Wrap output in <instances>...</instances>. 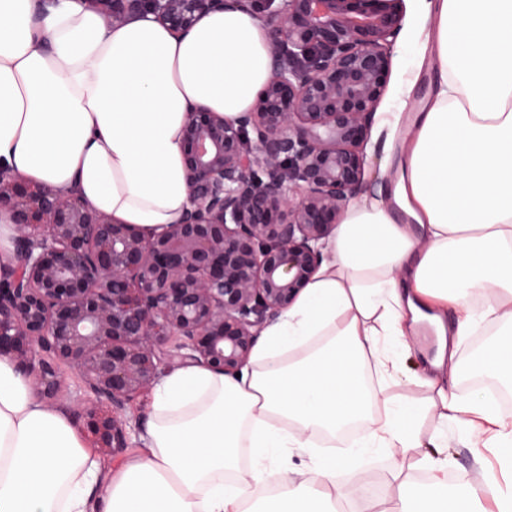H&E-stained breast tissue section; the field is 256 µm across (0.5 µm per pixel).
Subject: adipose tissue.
<instances>
[{"mask_svg": "<svg viewBox=\"0 0 512 512\" xmlns=\"http://www.w3.org/2000/svg\"><path fill=\"white\" fill-rule=\"evenodd\" d=\"M435 60L431 97L403 121L392 201L352 202L327 257L299 299L262 330L239 376L186 363L153 387L146 440L104 469L69 415L46 406L0 357V512H245L266 459L282 448L335 439L347 422L372 421L363 448L421 451L420 417L497 423L512 464V418L429 377L425 402L377 396L369 374L389 373L393 349L422 320L459 309L454 333L497 330L476 358L512 386V0H421ZM272 68L269 33L241 10L204 17L175 36L149 18L119 27L55 0H0V168L56 191L77 189L97 212L146 232L177 223L188 191L181 132L189 105L233 118L249 111ZM254 463L242 467L243 451ZM336 459L278 471L263 512H334L365 487L355 469L336 483ZM387 512H476L492 497L512 512V483L489 472L448 491L432 474Z\"/></svg>", "mask_w": 512, "mask_h": 512, "instance_id": "1", "label": "adipose tissue"}]
</instances>
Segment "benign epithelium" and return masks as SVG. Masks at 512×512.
Returning a JSON list of instances; mask_svg holds the SVG:
<instances>
[{
  "instance_id": "1",
  "label": "benign epithelium",
  "mask_w": 512,
  "mask_h": 512,
  "mask_svg": "<svg viewBox=\"0 0 512 512\" xmlns=\"http://www.w3.org/2000/svg\"><path fill=\"white\" fill-rule=\"evenodd\" d=\"M117 26L152 18L172 34L240 9L269 29L272 71L248 112H187L188 205L150 236L0 168L17 230L0 273V357L47 404L79 376L73 414L92 447H130L123 415L163 366L226 375L319 269L345 207L367 184L404 0H78Z\"/></svg>"
}]
</instances>
